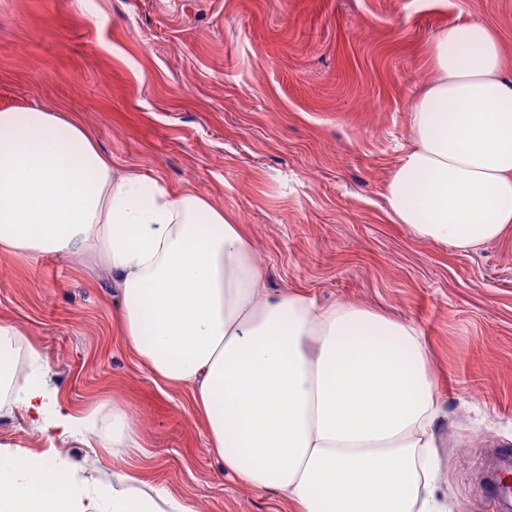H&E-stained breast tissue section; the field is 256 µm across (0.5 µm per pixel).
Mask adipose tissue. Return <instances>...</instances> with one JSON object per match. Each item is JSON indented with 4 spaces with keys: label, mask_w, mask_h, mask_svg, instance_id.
Masks as SVG:
<instances>
[{
    "label": "adipose tissue",
    "mask_w": 512,
    "mask_h": 512,
    "mask_svg": "<svg viewBox=\"0 0 512 512\" xmlns=\"http://www.w3.org/2000/svg\"><path fill=\"white\" fill-rule=\"evenodd\" d=\"M410 141L385 191L390 219L466 252L512 235V58L482 21L443 29ZM0 253L99 258L122 334L161 382L187 389L224 471L287 512H459L441 484L442 404L420 330L377 311L269 295L251 241L195 192L117 172L84 125L36 107L0 110ZM14 394L46 434L83 436L127 410L73 412L37 347ZM0 448V512H198L117 470Z\"/></svg>",
    "instance_id": "ef3b65f1"
}]
</instances>
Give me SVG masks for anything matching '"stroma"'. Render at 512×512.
<instances>
[{
  "label": "stroma",
  "instance_id": "1",
  "mask_svg": "<svg viewBox=\"0 0 512 512\" xmlns=\"http://www.w3.org/2000/svg\"><path fill=\"white\" fill-rule=\"evenodd\" d=\"M488 23L512 52V0H0V109L78 117L116 169L189 188L240 224L269 294L304 288L419 327L443 403L441 480L462 512H500L484 468L512 445V236L467 253L387 215L384 190L443 28ZM100 260L0 254V322L40 348L76 412L110 431L50 439L0 404V445L80 475L137 473L199 512H281L224 473L184 391L121 335ZM112 445L124 448L125 441L135 442L136 428L127 410L119 404L112 403Z\"/></svg>",
  "mask_w": 512,
  "mask_h": 512
}]
</instances>
